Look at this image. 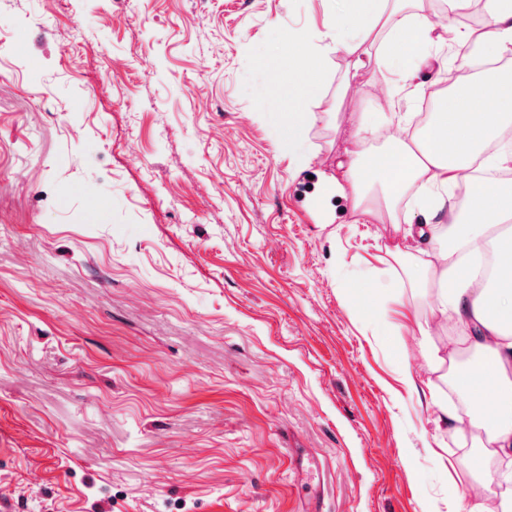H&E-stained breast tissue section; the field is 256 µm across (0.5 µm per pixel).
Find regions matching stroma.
I'll use <instances>...</instances> for the list:
<instances>
[{"mask_svg": "<svg viewBox=\"0 0 512 512\" xmlns=\"http://www.w3.org/2000/svg\"><path fill=\"white\" fill-rule=\"evenodd\" d=\"M341 4L0 0L9 512H493L512 492L505 460L436 423L456 396L429 354L454 327L397 259L420 211L362 223L297 192L388 98L382 66L331 55L311 162L281 141L275 67ZM461 60L440 52L394 111L470 82Z\"/></svg>", "mask_w": 512, "mask_h": 512, "instance_id": "obj_1", "label": "stroma"}]
</instances>
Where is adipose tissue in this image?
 <instances>
[{"mask_svg": "<svg viewBox=\"0 0 512 512\" xmlns=\"http://www.w3.org/2000/svg\"><path fill=\"white\" fill-rule=\"evenodd\" d=\"M492 27L438 30L421 0H348L358 23L344 27L334 18L324 34L323 51L301 45L288 59L291 108L281 138L301 151L314 123L304 106L310 89L321 83L330 53L352 56L353 66L373 59L411 79L443 45L469 47L472 54L512 59V0H486ZM411 113L394 112L359 128L361 145L339 162L351 189L353 216L385 208L395 214L402 198L426 208L427 223L407 227L422 244L414 267L439 272L438 312L453 321L459 355L448 367V383L467 408L459 414L439 403L438 419L470 435L477 447L512 456V147L487 152L503 129L512 127V71L486 69L477 89L449 93L425 130L409 135ZM385 137L392 150L366 152L362 144ZM468 181V216L443 210L442 196ZM493 252L498 275L485 277L481 259Z\"/></svg>", "mask_w": 512, "mask_h": 512, "instance_id": "ef3b65f1", "label": "adipose tissue"}]
</instances>
